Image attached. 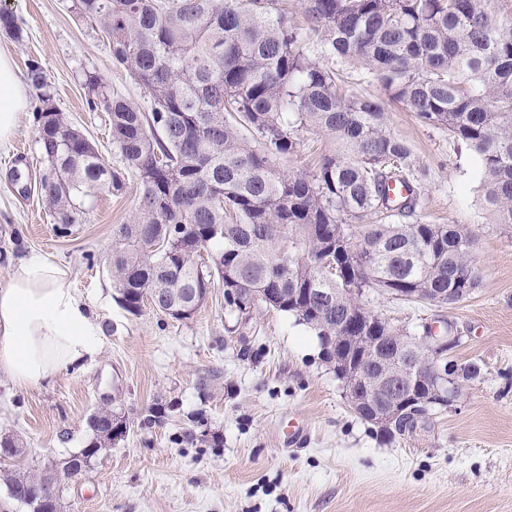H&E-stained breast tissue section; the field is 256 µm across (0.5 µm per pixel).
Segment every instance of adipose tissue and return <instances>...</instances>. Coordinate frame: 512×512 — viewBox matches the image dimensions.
<instances>
[{"instance_id": "obj_1", "label": "adipose tissue", "mask_w": 512, "mask_h": 512, "mask_svg": "<svg viewBox=\"0 0 512 512\" xmlns=\"http://www.w3.org/2000/svg\"><path fill=\"white\" fill-rule=\"evenodd\" d=\"M28 106L11 58L0 53V146L15 134ZM104 332L66 268L38 252L12 259L0 282V372L21 386L82 372L100 356Z\"/></svg>"}]
</instances>
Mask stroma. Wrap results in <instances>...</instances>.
Returning a JSON list of instances; mask_svg holds the SVG:
<instances>
[{"mask_svg":"<svg viewBox=\"0 0 512 512\" xmlns=\"http://www.w3.org/2000/svg\"><path fill=\"white\" fill-rule=\"evenodd\" d=\"M0 5L24 30L19 42L0 30V52L21 75L40 63L68 123L121 169L107 112L88 107L85 73L96 71L111 93L138 105L147 97L113 62L105 34L77 16L73 0ZM354 89L384 101L389 129L413 149L424 174L418 220L469 233L481 273L476 292L455 305L378 291L364 300L416 334L453 323L461 338L454 356L480 362L482 376L461 386L452 407L387 438L350 410L317 336L292 316L262 307L243 317L228 313L219 286L187 320L149 307L130 315L115 300L108 265L112 227L132 218L138 181L129 174L123 194L83 198L80 223L58 234L39 195L43 165L30 108L0 147V251L33 250L67 267L70 287L102 322L105 338L96 364L52 384L24 387L0 373V431L20 436L27 448L21 465L38 473L84 448L87 417L103 396L132 413L156 402L166 407L162 425L132 429L65 483V512H512V228L489 222L471 152L390 103L376 80L357 76ZM199 416L218 447L182 443ZM295 423L304 438L291 445Z\"/></svg>","mask_w":512,"mask_h":512,"instance_id":"obj_1","label":"stroma"}]
</instances>
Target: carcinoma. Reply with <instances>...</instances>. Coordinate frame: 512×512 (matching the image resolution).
<instances>
[{
  "label": "carcinoma",
  "instance_id": "obj_1",
  "mask_svg": "<svg viewBox=\"0 0 512 512\" xmlns=\"http://www.w3.org/2000/svg\"><path fill=\"white\" fill-rule=\"evenodd\" d=\"M494 2L305 0L299 25L280 0H74L150 100L146 112L86 74L88 106L109 113L112 145L140 187L132 220L113 230L119 306L138 316L148 303L164 314L205 301L219 284L224 308L241 316L262 304L318 337L353 321V335L369 337L395 373L371 403L351 405L357 417L370 422L386 399L426 393L429 359L416 335L362 298L377 289L410 302L467 299L480 286L472 239L453 224L410 221L422 189L412 149L388 129L382 101L346 88V71L379 81L421 124L475 152L484 209L491 223L512 226V18ZM0 28L22 39L2 7ZM26 82L47 163L41 199L65 233L83 214L80 196L109 183L120 194L126 183L73 134L41 64L28 66ZM304 129L330 136L334 150L313 171L281 168ZM393 181L407 189L397 202ZM165 415L156 403L138 427ZM195 422L182 442L208 443L204 418ZM132 425L121 405L97 406L85 447L58 465L79 478ZM25 453L16 435H0V455ZM44 478L0 469L16 496L36 494L40 512H57Z\"/></svg>",
  "mask_w": 512,
  "mask_h": 512
}]
</instances>
